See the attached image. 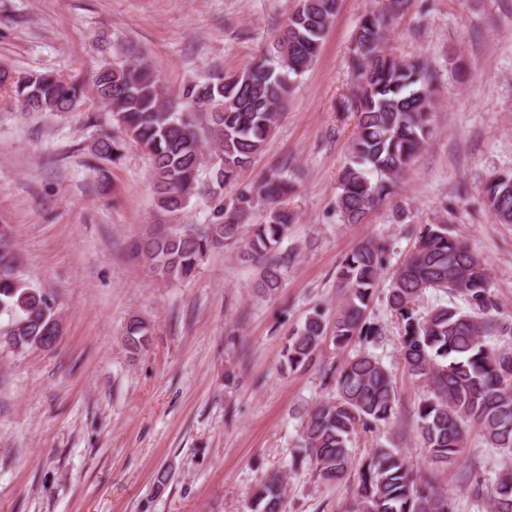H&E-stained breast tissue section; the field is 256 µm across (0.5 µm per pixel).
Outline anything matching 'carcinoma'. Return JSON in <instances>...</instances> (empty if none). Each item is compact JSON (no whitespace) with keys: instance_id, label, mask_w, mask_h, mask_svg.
Instances as JSON below:
<instances>
[{"instance_id":"cac0c4a2","label":"carcinoma","mask_w":512,"mask_h":512,"mask_svg":"<svg viewBox=\"0 0 512 512\" xmlns=\"http://www.w3.org/2000/svg\"><path fill=\"white\" fill-rule=\"evenodd\" d=\"M339 0H299L273 36L270 48L243 69L218 72L204 82H190L183 101L164 99L166 92L154 65L141 60L99 67L91 79L95 105L112 116L118 134L100 136L99 159L119 158L127 141L147 155L152 193L165 215L183 211L198 189L204 144L217 161L210 166L218 186L235 182L261 153L294 91L296 79L317 61ZM411 0H387L361 19L350 49L355 85L342 102L356 116L352 151L338 175L336 209L350 224H359L385 198L416 159L431 134L436 89L426 63L401 61L383 53L394 21ZM0 89L22 112H71L87 97L85 84L66 81L54 71L17 73L0 70ZM210 116L207 128L194 111ZM295 178L284 165L228 202L214 206L207 224L181 229L158 228L139 241L152 268L168 280L190 277L208 253L237 249L244 264L257 271L253 288L272 296L282 287L283 272L295 257L282 247L295 214L284 207L295 191ZM488 209L500 224H512V173L492 176L484 188ZM267 205L263 224H249L256 205ZM386 244L368 239L340 263L336 279L343 292L333 327L325 312L313 309L288 337V368L315 364L326 338L339 349L362 348L344 359L335 373L336 396L320 403L302 420L301 440L325 483L345 479L353 464L352 438L392 422L397 395L388 370L364 345L385 336L382 324L366 311L388 262ZM444 292L465 303L419 310L426 291ZM386 305L397 319L401 355L408 373L425 388L415 412L414 429L428 466L414 468L395 448H379L359 466L358 485L345 512H455L440 475L461 459L467 432L478 429L500 454L489 487L469 485L487 501L489 512H512V346H493L508 337L512 325L496 317L485 261L446 224H423L414 247L390 277ZM9 317L0 337L18 350L49 348L59 333L55 298L22 278L9 226L0 225V315ZM150 324L132 317L125 343L133 353L144 350ZM252 512H283L284 481L274 476L251 495Z\"/></svg>"}]
</instances>
